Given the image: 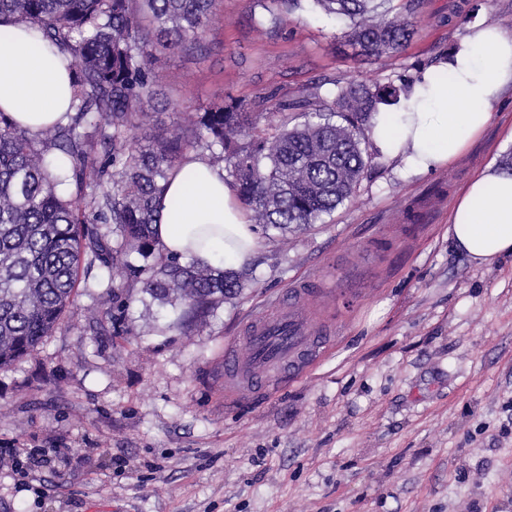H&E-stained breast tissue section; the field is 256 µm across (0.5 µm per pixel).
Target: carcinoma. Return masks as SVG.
<instances>
[{
  "label": "carcinoma",
  "instance_id": "cac0c4a2",
  "mask_svg": "<svg viewBox=\"0 0 512 512\" xmlns=\"http://www.w3.org/2000/svg\"><path fill=\"white\" fill-rule=\"evenodd\" d=\"M304 0H270L269 26ZM349 20L345 39L359 56L400 54L413 36L421 0L390 15L391 0H310ZM216 0H0V23L22 22L70 57L73 106L65 124L31 134L0 112V368L19 362L51 335L72 303L82 259L109 276L129 274L160 304L180 303V321L200 323L243 288L235 271L163 256L155 238L156 200L188 149L228 166L255 223L280 231L316 224L351 198L369 166L373 113L397 106L409 83L345 84L323 79L307 94L246 102L232 95L198 108L187 129L156 132L146 149L131 129L158 96L154 65L166 51L205 49L202 35ZM274 112L270 129L260 124ZM315 116L289 126L288 113ZM339 116L342 122L332 118ZM104 158L96 157L97 147ZM108 184L90 200L83 186ZM91 212L94 228L84 226ZM120 323L131 296L106 290Z\"/></svg>",
  "mask_w": 512,
  "mask_h": 512
}]
</instances>
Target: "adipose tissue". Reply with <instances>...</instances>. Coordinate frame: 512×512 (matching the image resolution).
Returning <instances> with one entry per match:
<instances>
[{"label":"adipose tissue","mask_w":512,"mask_h":512,"mask_svg":"<svg viewBox=\"0 0 512 512\" xmlns=\"http://www.w3.org/2000/svg\"><path fill=\"white\" fill-rule=\"evenodd\" d=\"M512 83V32L472 26L437 65L415 77L399 111H379L369 135L404 175L443 168L464 153L488 125L505 85ZM71 106L67 63L38 30L0 26V111L36 132L65 120ZM156 231L165 255L239 270L260 240L223 170L188 154L156 203ZM451 238L474 263L512 254V174L486 168L458 197Z\"/></svg>","instance_id":"adipose-tissue-1"}]
</instances>
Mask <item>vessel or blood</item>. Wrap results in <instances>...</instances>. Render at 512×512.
<instances>
[{
	"label": "vessel or blood",
	"instance_id": "b4317fda",
	"mask_svg": "<svg viewBox=\"0 0 512 512\" xmlns=\"http://www.w3.org/2000/svg\"><path fill=\"white\" fill-rule=\"evenodd\" d=\"M309 293L308 284L293 286L287 289L285 299L245 323V353L237 354L230 346L224 350L225 382L248 378L262 389L304 369L313 350L323 342L298 311Z\"/></svg>",
	"mask_w": 512,
	"mask_h": 512
}]
</instances>
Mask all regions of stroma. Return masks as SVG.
<instances>
[{
  "mask_svg": "<svg viewBox=\"0 0 512 512\" xmlns=\"http://www.w3.org/2000/svg\"><path fill=\"white\" fill-rule=\"evenodd\" d=\"M460 2L423 0L406 49L365 61L346 21L313 6L269 37L258 0H220L205 51L159 55V99L132 141L181 131L227 93L395 83L473 24L512 31V0H472L464 19ZM511 153L510 86L448 167L407 178L373 157L320 223L260 232L248 288L192 329L180 307L137 301L116 333L99 316L107 273L81 264L52 335L0 370V512H512V255L478 265L448 234L463 188ZM306 281L325 346L294 380L227 391L225 343Z\"/></svg>",
  "mask_w": 512,
  "mask_h": 512,
  "instance_id": "stroma-1",
  "label": "stroma"
}]
</instances>
